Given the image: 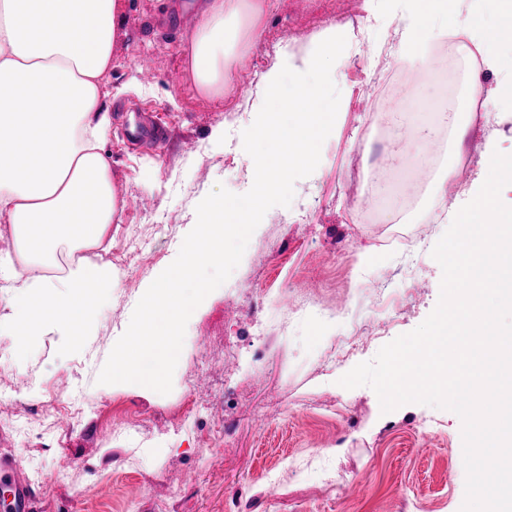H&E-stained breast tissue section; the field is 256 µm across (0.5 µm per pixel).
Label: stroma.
Listing matches in <instances>:
<instances>
[{
	"mask_svg": "<svg viewBox=\"0 0 512 512\" xmlns=\"http://www.w3.org/2000/svg\"><path fill=\"white\" fill-rule=\"evenodd\" d=\"M182 0H122L112 68L104 78L112 129L105 145L121 201L105 257L119 279L78 349L40 337L16 354L0 335V456L13 469L0 486L25 481V512H460L465 469L455 413L410 403L382 413L375 392L338 380L420 325L434 309L442 271L437 241L467 200L442 198V222L428 218L440 179L458 163L468 184L485 179V150L512 153V114L490 104L473 114L465 144L447 133L441 157L416 187L413 208L387 207L366 223L361 202L375 161L402 169L378 113L362 95L404 62L396 25L365 29L364 0L339 12L336 0H270L263 40L234 68L220 97L196 90L184 33L195 17ZM333 25L382 43L380 55L345 59L343 102L318 170L294 185L253 232L239 266L191 315L169 394L97 381L145 287L178 254L198 202L216 185L240 194L249 182L240 134L252 99L242 74L259 82L276 52H304ZM153 65L142 79L140 60ZM153 112L168 127L163 145H133L125 125ZM374 261L361 265L365 249ZM268 298L256 333L245 311L255 290ZM341 336L349 352L327 362ZM200 393L197 419L180 418ZM85 399L65 419L60 399Z\"/></svg>",
	"mask_w": 512,
	"mask_h": 512,
	"instance_id": "stroma-1",
	"label": "stroma"
}]
</instances>
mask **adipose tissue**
<instances>
[{
	"mask_svg": "<svg viewBox=\"0 0 512 512\" xmlns=\"http://www.w3.org/2000/svg\"><path fill=\"white\" fill-rule=\"evenodd\" d=\"M268 6L202 0L186 35L202 96L221 95L225 72L262 39ZM365 8L396 21L399 53L420 82L437 63L426 36L433 20L461 9L512 12V0H365ZM120 9V0H0V222L15 250L0 256V280L15 285L0 335L19 353L49 334L81 343L117 277L99 248L118 212L102 82Z\"/></svg>",
	"mask_w": 512,
	"mask_h": 512,
	"instance_id": "ef3b65f1",
	"label": "adipose tissue"
}]
</instances>
